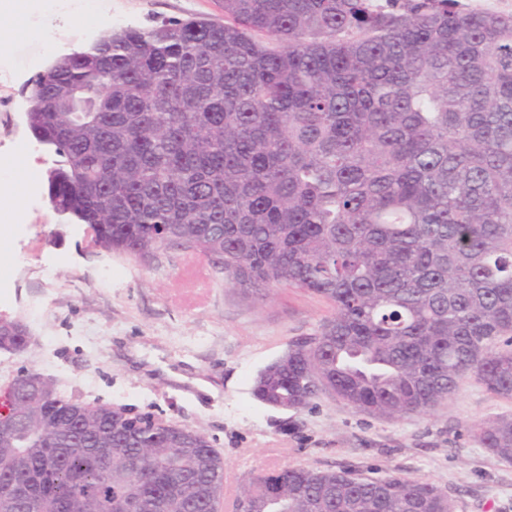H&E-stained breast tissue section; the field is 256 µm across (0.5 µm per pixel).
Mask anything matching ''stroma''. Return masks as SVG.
<instances>
[{
  "mask_svg": "<svg viewBox=\"0 0 512 512\" xmlns=\"http://www.w3.org/2000/svg\"><path fill=\"white\" fill-rule=\"evenodd\" d=\"M23 0L0 17V163L23 159L38 201L0 211V317L21 321L24 353L0 352V387L23 371L50 379L82 403L121 407L205 432L224 458V499L281 467L350 469L379 478L404 475L447 491L456 512H512V462L469 437L468 426L512 415V400L463 378L426 415L383 418L325 394L299 412L267 407L252 388L258 372L313 334L331 313L319 296L280 288L267 301L225 285L210 258L171 248L130 256L96 246L86 225L67 221L48 201L47 147L24 155L34 138L22 90L55 57L90 46L114 28L164 19L220 20L219 0H94L96 23L74 24L82 0H56L50 14Z\"/></svg>",
  "mask_w": 512,
  "mask_h": 512,
  "instance_id": "obj_1",
  "label": "stroma"
}]
</instances>
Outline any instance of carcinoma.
I'll use <instances>...</instances> for the list:
<instances>
[{
  "instance_id": "1",
  "label": "carcinoma",
  "mask_w": 512,
  "mask_h": 512,
  "mask_svg": "<svg viewBox=\"0 0 512 512\" xmlns=\"http://www.w3.org/2000/svg\"><path fill=\"white\" fill-rule=\"evenodd\" d=\"M224 22L113 30L34 81L26 120L59 157L54 209L95 243L215 259L264 298L331 304L253 394L301 410L322 391L424 415L473 376L512 398V14L460 0H221ZM24 324L0 351L28 348ZM14 378L0 512H217L224 458L198 429L73 402ZM512 461V416L470 427ZM238 512H454L401 475L282 467Z\"/></svg>"
}]
</instances>
